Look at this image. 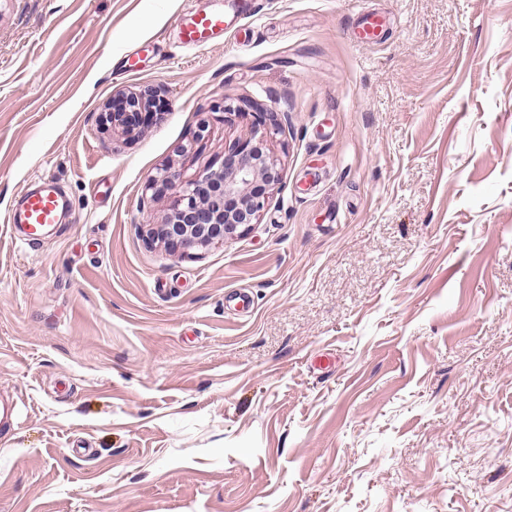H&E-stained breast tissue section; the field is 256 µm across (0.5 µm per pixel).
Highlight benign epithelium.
I'll list each match as a JSON object with an SVG mask.
<instances>
[{"instance_id":"obj_1","label":"benign epithelium","mask_w":512,"mask_h":512,"mask_svg":"<svg viewBox=\"0 0 512 512\" xmlns=\"http://www.w3.org/2000/svg\"><path fill=\"white\" fill-rule=\"evenodd\" d=\"M156 96L153 87L119 92L103 113V121L131 134L141 127L142 110ZM255 122L249 138L225 148L220 168L183 184L168 167L148 181V190L175 192L169 212L143 230L149 246L184 257L194 249L222 245L251 232L281 180V162L268 148V140L281 130V120L272 112H258Z\"/></svg>"}]
</instances>
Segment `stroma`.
<instances>
[{
    "mask_svg": "<svg viewBox=\"0 0 512 512\" xmlns=\"http://www.w3.org/2000/svg\"><path fill=\"white\" fill-rule=\"evenodd\" d=\"M209 2L0 0V512H512V0H240L182 46ZM243 99L286 118L259 223L148 246ZM228 16L220 3L182 15L178 23L180 43L201 47L217 41L224 35ZM157 96L153 87L140 89L138 92H118L112 99V105L103 113L105 124L110 123L112 129H120L122 133L131 134L141 127L143 112ZM68 208L67 200L57 188L54 178L40 179L35 190L21 194L16 206L8 214V224H23L26 233L20 239L24 247L39 245L44 230L50 224H58Z\"/></svg>",
    "mask_w": 512,
    "mask_h": 512,
    "instance_id": "35a3bbf8",
    "label": "stroma"
}]
</instances>
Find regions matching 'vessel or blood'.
<instances>
[{"mask_svg":"<svg viewBox=\"0 0 512 512\" xmlns=\"http://www.w3.org/2000/svg\"><path fill=\"white\" fill-rule=\"evenodd\" d=\"M227 15L221 4L182 15L179 40L188 46H206L223 36ZM68 207L67 200L57 188L55 179H40L36 189L21 194L16 206L8 214L11 224H22L26 233L21 238L22 246L37 247L47 226L59 223Z\"/></svg>","mask_w":512,"mask_h":512,"instance_id":"vessel-or-blood-1","label":"vessel or blood"}]
</instances>
